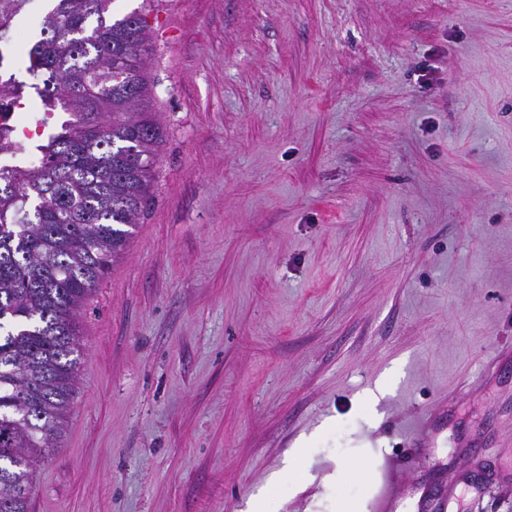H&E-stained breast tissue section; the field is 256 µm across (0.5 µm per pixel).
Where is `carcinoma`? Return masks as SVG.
Wrapping results in <instances>:
<instances>
[{"instance_id": "cac0c4a2", "label": "carcinoma", "mask_w": 512, "mask_h": 512, "mask_svg": "<svg viewBox=\"0 0 512 512\" xmlns=\"http://www.w3.org/2000/svg\"><path fill=\"white\" fill-rule=\"evenodd\" d=\"M47 0L22 50L46 114L68 119L35 168L0 164V512H29L34 469L62 437L82 356L78 316L118 262L154 184L165 129L150 109L148 11ZM33 0H0V44ZM23 85L0 75V114ZM18 152L0 123V156Z\"/></svg>"}]
</instances>
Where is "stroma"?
<instances>
[{"mask_svg": "<svg viewBox=\"0 0 512 512\" xmlns=\"http://www.w3.org/2000/svg\"><path fill=\"white\" fill-rule=\"evenodd\" d=\"M152 200L79 318L31 512H512V0H163ZM28 98L25 164L64 113ZM380 391L377 403L365 396ZM438 413L421 454L416 416Z\"/></svg>", "mask_w": 512, "mask_h": 512, "instance_id": "obj_1", "label": "stroma"}]
</instances>
